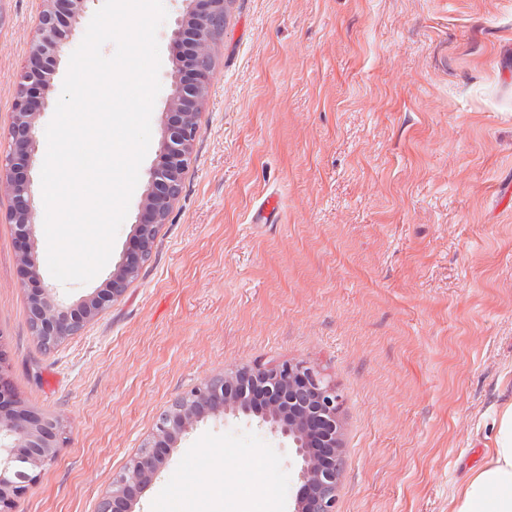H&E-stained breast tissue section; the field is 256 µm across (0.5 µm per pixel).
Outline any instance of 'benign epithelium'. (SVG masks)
Masks as SVG:
<instances>
[{
  "instance_id": "obj_1",
  "label": "benign epithelium",
  "mask_w": 512,
  "mask_h": 512,
  "mask_svg": "<svg viewBox=\"0 0 512 512\" xmlns=\"http://www.w3.org/2000/svg\"><path fill=\"white\" fill-rule=\"evenodd\" d=\"M91 0H43L31 50L15 90L9 128L12 152L0 161V194L10 200L8 223L15 226L19 262L31 284L28 308L32 333L52 350L81 331L121 298L150 258L159 229L166 223L181 191L190 161L213 69L218 24L224 22L229 0H188L192 8L177 22L172 37L183 44L185 65L175 72L166 106L169 119L159 144L161 163L150 170L148 186L135 225L133 247L121 258L106 287L73 305L58 302L50 289L38 285L32 255L35 214L28 174L40 114L47 106L44 88L55 66L73 43L74 26ZM6 354L0 347V512L13 506L36 481L57 452L59 421L26 407L4 373ZM265 398L261 410L251 408L254 390ZM342 395L320 371L303 362L262 368L242 366L212 378L186 396L175 399L157 418L150 441L112 480L100 512H133L142 490L160 474L168 449L208 414H240L259 418L292 440L301 458V486L293 512H336L340 457Z\"/></svg>"
}]
</instances>
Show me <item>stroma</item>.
I'll list each match as a JSON object with an SVG mask.
<instances>
[{
  "label": "stroma",
  "instance_id": "35a3bbf8",
  "mask_svg": "<svg viewBox=\"0 0 512 512\" xmlns=\"http://www.w3.org/2000/svg\"><path fill=\"white\" fill-rule=\"evenodd\" d=\"M151 144L109 263L42 285L104 287L158 164L186 0H163ZM41 0H0V158ZM61 56L31 157L41 168ZM269 221L253 215L267 196ZM0 195V347L55 458L16 512H97L158 415L243 365L304 362L343 397L338 512H451L512 404V0H230L178 202L124 295L52 352L35 341ZM295 449L209 415L135 512H291Z\"/></svg>",
  "mask_w": 512,
  "mask_h": 512
}]
</instances>
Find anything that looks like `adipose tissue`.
<instances>
[{"label": "adipose tissue", "instance_id": "ef3b65f1", "mask_svg": "<svg viewBox=\"0 0 512 512\" xmlns=\"http://www.w3.org/2000/svg\"><path fill=\"white\" fill-rule=\"evenodd\" d=\"M452 512H512V405L501 411L494 446L457 495Z\"/></svg>", "mask_w": 512, "mask_h": 512}]
</instances>
